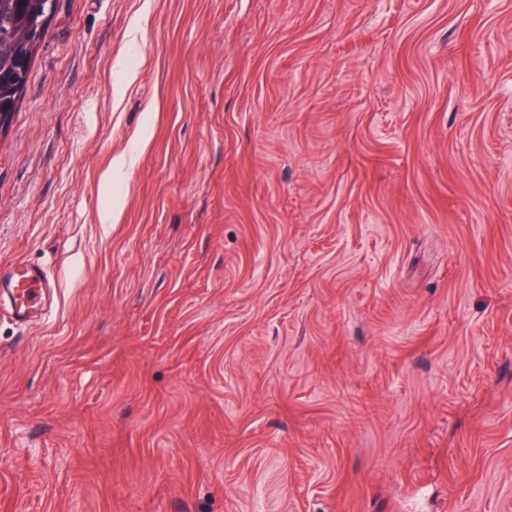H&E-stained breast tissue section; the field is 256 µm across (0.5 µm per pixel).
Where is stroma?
I'll use <instances>...</instances> for the list:
<instances>
[{"instance_id": "obj_1", "label": "stroma", "mask_w": 512, "mask_h": 512, "mask_svg": "<svg viewBox=\"0 0 512 512\" xmlns=\"http://www.w3.org/2000/svg\"><path fill=\"white\" fill-rule=\"evenodd\" d=\"M19 262L0 512H512V0H60ZM11 294V315L20 324H28L42 315L53 297L54 285L44 271L33 264H15L0 268V287Z\"/></svg>"}]
</instances>
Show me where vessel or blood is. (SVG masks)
<instances>
[{
    "label": "vessel or blood",
    "instance_id": "1",
    "mask_svg": "<svg viewBox=\"0 0 512 512\" xmlns=\"http://www.w3.org/2000/svg\"><path fill=\"white\" fill-rule=\"evenodd\" d=\"M0 286L11 294V315L21 324L40 316L54 294V286L44 271L33 264L0 268Z\"/></svg>",
    "mask_w": 512,
    "mask_h": 512
}]
</instances>
